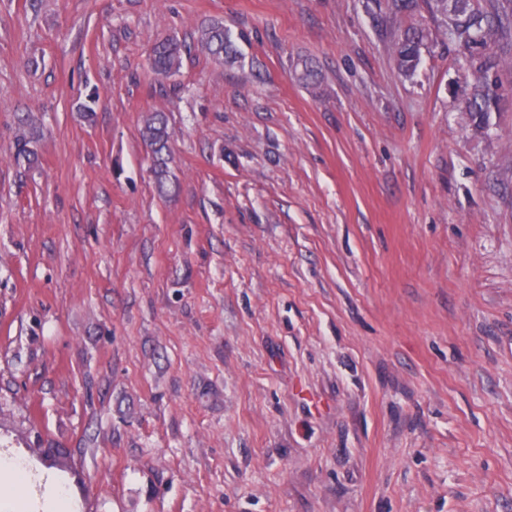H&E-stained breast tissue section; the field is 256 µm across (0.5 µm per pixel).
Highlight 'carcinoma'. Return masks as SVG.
<instances>
[{
    "label": "carcinoma",
    "mask_w": 512,
    "mask_h": 512,
    "mask_svg": "<svg viewBox=\"0 0 512 512\" xmlns=\"http://www.w3.org/2000/svg\"><path fill=\"white\" fill-rule=\"evenodd\" d=\"M434 11L440 16L444 34L456 42L469 63L475 65L478 82L471 97L464 100L460 111L481 127L489 122L498 102L501 85L499 67L502 56L512 53V0H483L475 6L473 0H433ZM426 27L397 26L391 32L392 47L400 73L412 77L421 61V50L429 41ZM197 49L224 69L241 64L242 54L230 30L219 20L201 26ZM189 51L184 40L162 37L150 49L151 70L157 77L159 93L165 95L176 86L183 57ZM311 96L320 94L321 79L312 63H301L296 72ZM141 138L151 154V173L156 189L168 194L176 184L170 175L171 130L167 113L150 112L144 119Z\"/></svg>",
    "instance_id": "1"
}]
</instances>
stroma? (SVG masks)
<instances>
[{
	"label": "stroma",
	"mask_w": 512,
	"mask_h": 512,
	"mask_svg": "<svg viewBox=\"0 0 512 512\" xmlns=\"http://www.w3.org/2000/svg\"><path fill=\"white\" fill-rule=\"evenodd\" d=\"M210 20L242 67L192 53L160 96L155 37ZM389 26L387 0H0V448L30 512L52 483L73 512H512V71L476 127L457 44L405 79ZM141 138L151 154V173L156 189L161 194H168L176 184L170 175L171 130L167 113L162 110L149 112L141 128Z\"/></svg>",
	"instance_id": "stroma-1"
}]
</instances>
